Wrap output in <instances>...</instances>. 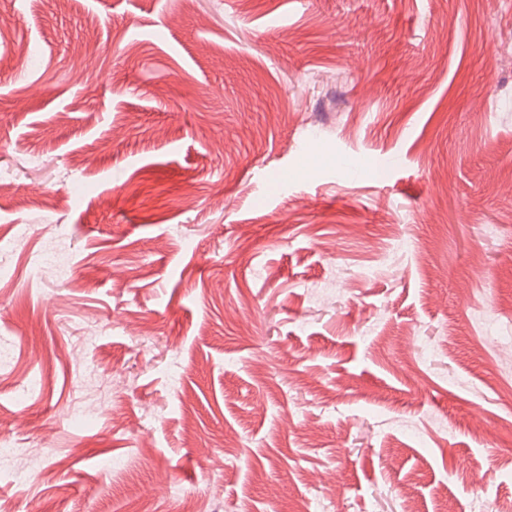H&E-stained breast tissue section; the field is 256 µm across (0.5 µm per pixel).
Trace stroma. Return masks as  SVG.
<instances>
[{"instance_id":"35a3bbf8","label":"stroma","mask_w":512,"mask_h":512,"mask_svg":"<svg viewBox=\"0 0 512 512\" xmlns=\"http://www.w3.org/2000/svg\"><path fill=\"white\" fill-rule=\"evenodd\" d=\"M0 170V512L512 508V0H0Z\"/></svg>"}]
</instances>
